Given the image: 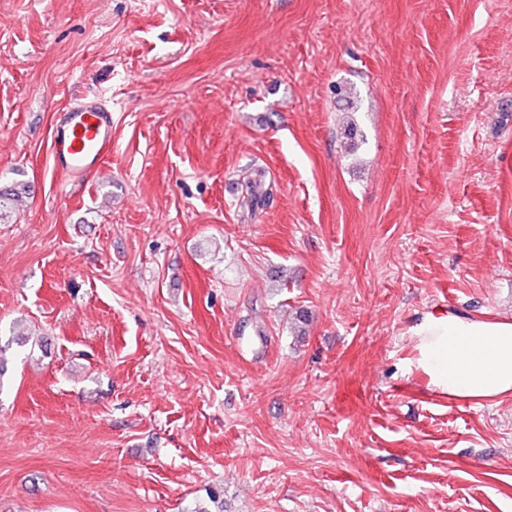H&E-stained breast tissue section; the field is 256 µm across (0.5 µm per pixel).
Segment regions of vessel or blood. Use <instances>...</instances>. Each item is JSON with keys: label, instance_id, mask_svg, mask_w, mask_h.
Masks as SVG:
<instances>
[{"label": "vessel or blood", "instance_id": "vessel-or-blood-1", "mask_svg": "<svg viewBox=\"0 0 512 512\" xmlns=\"http://www.w3.org/2000/svg\"><path fill=\"white\" fill-rule=\"evenodd\" d=\"M56 171L80 181L87 171L101 170L112 154V111L97 99L82 97L62 108L51 135Z\"/></svg>", "mask_w": 512, "mask_h": 512}]
</instances>
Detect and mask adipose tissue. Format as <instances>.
Returning <instances> with one entry per match:
<instances>
[{
	"mask_svg": "<svg viewBox=\"0 0 512 512\" xmlns=\"http://www.w3.org/2000/svg\"><path fill=\"white\" fill-rule=\"evenodd\" d=\"M410 339L407 371L425 375L440 394L478 403L512 397V318L428 314Z\"/></svg>",
	"mask_w": 512,
	"mask_h": 512,
	"instance_id": "obj_1",
	"label": "adipose tissue"
}]
</instances>
